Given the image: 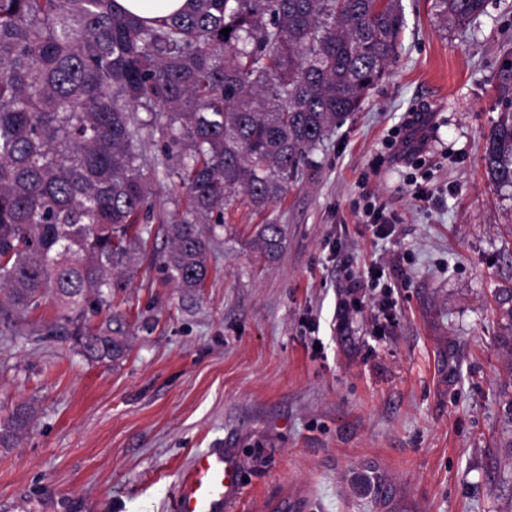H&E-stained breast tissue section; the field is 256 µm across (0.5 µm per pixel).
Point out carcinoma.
I'll use <instances>...</instances> for the list:
<instances>
[{
	"label": "carcinoma",
	"mask_w": 512,
	"mask_h": 512,
	"mask_svg": "<svg viewBox=\"0 0 512 512\" xmlns=\"http://www.w3.org/2000/svg\"><path fill=\"white\" fill-rule=\"evenodd\" d=\"M486 5L434 0L459 29ZM403 27L401 0H190L150 20L117 0H0V333L27 324V336L74 337L92 363L123 359L112 288L133 276L150 233L153 174L175 204L159 265L178 287L200 288L204 225L223 224L240 191L259 213L280 203L387 76ZM495 90L512 102L511 58ZM482 160L512 187V111ZM284 238L269 220L257 245L275 259ZM50 297L55 322H28ZM32 420L24 403L0 417V448Z\"/></svg>",
	"instance_id": "cac0c4a2"
}]
</instances>
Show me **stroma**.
Returning a JSON list of instances; mask_svg holds the SVG:
<instances>
[{
	"instance_id": "stroma-1",
	"label": "stroma",
	"mask_w": 512,
	"mask_h": 512,
	"mask_svg": "<svg viewBox=\"0 0 512 512\" xmlns=\"http://www.w3.org/2000/svg\"><path fill=\"white\" fill-rule=\"evenodd\" d=\"M433 2L401 0L396 63L282 202L263 218L238 197L204 288L159 269L172 205L153 192L137 272L112 291L125 359L89 362L68 336L0 337V416L35 409L0 448V512H171L172 485L212 448L242 463L233 512H512V334L498 310L512 189L481 160L508 108L494 78L512 0H487L463 30ZM411 112L432 128L404 157ZM268 217L285 229L273 261L256 244ZM371 266L379 287L351 289Z\"/></svg>"
}]
</instances>
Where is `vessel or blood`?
Wrapping results in <instances>:
<instances>
[{"instance_id":"obj_1","label":"vessel or blood","mask_w":512,"mask_h":512,"mask_svg":"<svg viewBox=\"0 0 512 512\" xmlns=\"http://www.w3.org/2000/svg\"><path fill=\"white\" fill-rule=\"evenodd\" d=\"M171 493V512H231L243 493L238 455L230 448L199 455Z\"/></svg>"}]
</instances>
